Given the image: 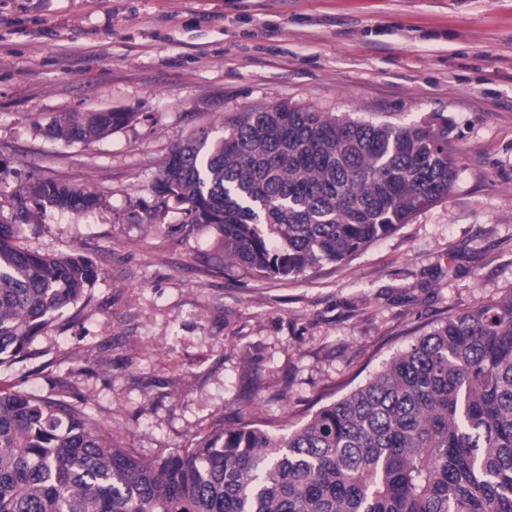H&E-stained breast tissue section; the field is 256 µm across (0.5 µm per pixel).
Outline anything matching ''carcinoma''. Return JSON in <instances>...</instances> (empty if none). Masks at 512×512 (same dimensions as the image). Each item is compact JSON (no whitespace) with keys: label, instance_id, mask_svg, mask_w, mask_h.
<instances>
[{"label":"carcinoma","instance_id":"1","mask_svg":"<svg viewBox=\"0 0 512 512\" xmlns=\"http://www.w3.org/2000/svg\"><path fill=\"white\" fill-rule=\"evenodd\" d=\"M131 112H64L53 134L91 143ZM448 121L251 109L166 156L153 190L211 227L257 279L349 261L448 200ZM30 208L102 200L55 181ZM0 220V364L28 351L101 275L80 254L22 248ZM0 512H512V290L448 319L344 397L285 432L253 420L144 460L80 404L0 390Z\"/></svg>","mask_w":512,"mask_h":512}]
</instances>
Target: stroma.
<instances>
[{
    "instance_id": "obj_1",
    "label": "stroma",
    "mask_w": 512,
    "mask_h": 512,
    "mask_svg": "<svg viewBox=\"0 0 512 512\" xmlns=\"http://www.w3.org/2000/svg\"><path fill=\"white\" fill-rule=\"evenodd\" d=\"M281 103L447 119V202L349 263L252 279L152 183L190 135ZM108 109L137 118L92 143L45 133L61 113ZM43 180L103 203L30 215L21 245L83 254L104 276L0 366V388L81 402L147 459L246 405L293 429L512 289V0H0V218Z\"/></svg>"
}]
</instances>
